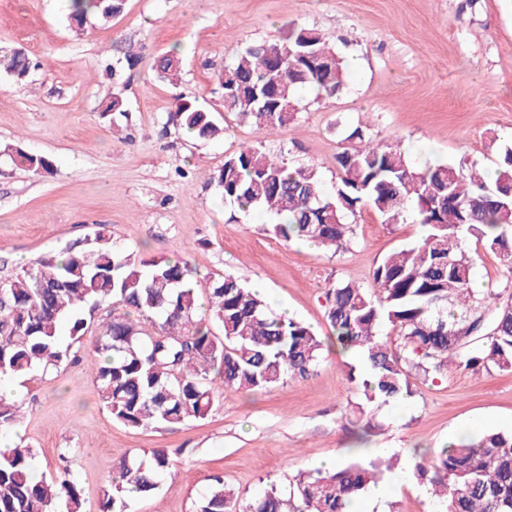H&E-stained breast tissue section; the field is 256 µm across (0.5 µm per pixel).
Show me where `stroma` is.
<instances>
[{"label":"stroma","instance_id":"stroma-1","mask_svg":"<svg viewBox=\"0 0 512 512\" xmlns=\"http://www.w3.org/2000/svg\"><path fill=\"white\" fill-rule=\"evenodd\" d=\"M314 28L344 58L345 88L332 97L304 90L293 124L265 136L224 111L217 75L249 45L280 38L284 25ZM182 57L181 78L155 77L157 58ZM139 57L121 75L110 67L126 51ZM24 52L26 76L0 72V279L46 253L88 248L99 228L147 259L182 260L201 277L227 273L288 314L329 336L326 292L336 281L373 285L388 253L424 233L415 218L383 223L361 209L348 250L332 254L285 242L261 213L224 203L211 174L227 155L261 144L294 165H316L326 192L336 188V156L350 128L376 140L400 139L413 158L497 167L502 134L512 132V0H125L109 21L88 16L74 28L65 0H0V54ZM129 117L112 130L100 111L112 93ZM207 108L226 127L203 141L180 128V101ZM51 156L53 173L16 167L12 149ZM475 286L512 299V274L476 241ZM67 359L34 380L17 379L24 418L0 443L32 449L36 475L57 476L68 462L85 500L99 512L104 476L122 458L166 449L169 476L128 512H197L212 476L249 497L269 483L288 492L300 471L344 460L359 444L373 457H397L406 471L413 450L447 446L457 429L512 431V372L451 369L415 380L404 403L363 404L347 359L323 352L315 372L259 392L218 389L205 419L136 429L117 422L97 397L90 363L97 325ZM380 431L363 435L366 420ZM378 512H433L426 488L409 478Z\"/></svg>","mask_w":512,"mask_h":512}]
</instances>
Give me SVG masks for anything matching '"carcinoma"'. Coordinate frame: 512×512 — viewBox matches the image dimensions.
<instances>
[{"mask_svg":"<svg viewBox=\"0 0 512 512\" xmlns=\"http://www.w3.org/2000/svg\"><path fill=\"white\" fill-rule=\"evenodd\" d=\"M123 0H69V16L108 20ZM5 70L26 74L21 53L3 59ZM178 53L157 60L163 78L177 77ZM234 83L224 110L269 134L295 119L283 108L298 89L332 97L345 85L342 60L315 29H284L276 42L246 48L218 75L221 88ZM126 103L114 93L102 109L119 126ZM180 125L199 139L224 133L207 109L178 106ZM350 146L336 156L337 183L327 193L317 167L292 165L261 146L227 155L210 181L224 202L258 209L274 219L268 231L284 241L313 242L337 254L353 238L362 208L386 224L417 213L425 233L411 247L382 259L375 287L338 281L327 290V321L335 344L361 355L359 383L366 402L411 394L412 380H435L453 365L464 370L512 371V301L478 295L467 242L475 237L499 254L512 273V145L500 154L493 185L476 165L417 163L400 141L367 137L357 126ZM15 162L49 174L47 156L16 151ZM498 306L490 318L485 309ZM110 302L124 312L99 327L93 371L101 405L130 428L162 427L205 418L215 382L253 392L304 377L320 363L324 341L305 323L275 316L264 298L227 274L200 279L181 261L144 259L112 240L102 227L88 249L48 254L0 281V377L46 372L68 358L61 325L78 342L88 330L78 311ZM389 324L394 335H382ZM23 419L22 406L0 396V432ZM29 448H0V512H85L72 478L37 477ZM413 478L431 490L437 512H512V432L485 430L429 455L414 452ZM164 449L146 460L124 458L105 481L101 512H128V499L148 496L169 470ZM379 464L361 455L331 471L299 473L283 496L277 485L244 498L213 478L200 512H349L378 482Z\"/></svg>","mask_w":512,"mask_h":512,"instance_id":"1","label":"carcinoma"}]
</instances>
